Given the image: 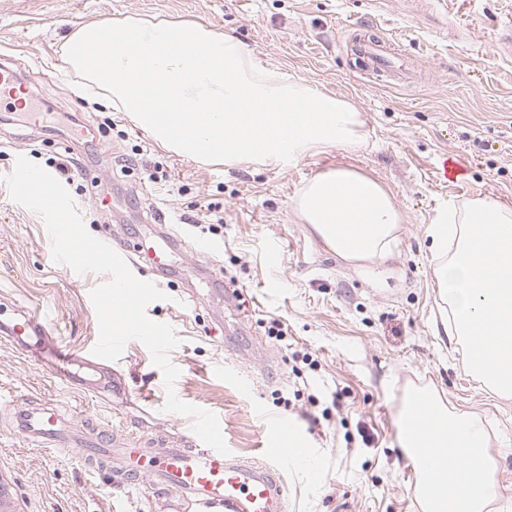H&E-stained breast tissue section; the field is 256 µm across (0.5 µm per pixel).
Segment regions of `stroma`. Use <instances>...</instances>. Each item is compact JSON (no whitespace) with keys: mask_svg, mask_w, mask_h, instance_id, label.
Segmentation results:
<instances>
[{"mask_svg":"<svg viewBox=\"0 0 512 512\" xmlns=\"http://www.w3.org/2000/svg\"><path fill=\"white\" fill-rule=\"evenodd\" d=\"M131 14L207 23L265 65L350 100L365 119L363 144L290 167L231 169L173 153L88 97L62 57L77 28ZM360 17L403 39L429 81L396 88L356 70L340 41ZM511 29L512 0H0V56L12 58L45 107L77 113L98 131L88 146L31 121L0 123V291L38 306L71 344L94 345L89 294L106 275L55 263L41 217L16 204L7 183L17 156L50 171L71 153L82 184L72 197L87 230L132 244L125 259L133 274L167 295L146 313L182 340L170 355L181 371L177 396L218 416L230 450L257 453L278 418L292 420L307 441L309 464L283 470L291 512H422L399 409L409 390L424 386L484 421L501 488L492 512H512V397L469 374L462 349L444 335L426 235L445 203L512 204ZM136 147L144 153L127 171L102 160ZM336 166L378 180L404 215L384 263L346 262L295 214L299 187ZM156 170L166 183L149 181ZM100 193L110 215L96 210ZM158 210L181 244L170 256L175 278L157 275L147 250ZM217 215L220 239L206 232ZM217 278L238 289L235 300L211 293ZM275 319L288 327L284 340L267 335ZM96 370L121 378L124 391L61 388L0 343V396L85 407L121 433H190L189 417L164 412L163 375L143 344L129 342ZM0 476L16 512H152L147 491L107 488L75 460L6 430Z\"/></svg>","mask_w":512,"mask_h":512,"instance_id":"obj_1","label":"stroma"}]
</instances>
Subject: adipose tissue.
<instances>
[{"label":"adipose tissue","mask_w":512,"mask_h":512,"mask_svg":"<svg viewBox=\"0 0 512 512\" xmlns=\"http://www.w3.org/2000/svg\"><path fill=\"white\" fill-rule=\"evenodd\" d=\"M107 30L114 49L99 64L89 51ZM62 53L93 98L189 158L228 168L283 167L364 140V117L354 104L261 65L236 38L203 22L127 15L77 28ZM293 208L351 262L383 261L400 238L403 216L392 194L350 168L313 176ZM428 235L433 277L448 307L445 335L463 348L468 371L498 396L512 397V206L486 197L449 204L438 209ZM420 407L425 432L414 425ZM399 421L400 445L423 476L424 512H485L499 499L489 437L477 416L426 389L407 395ZM432 447L450 449L448 460L436 461Z\"/></svg>","instance_id":"obj_1"}]
</instances>
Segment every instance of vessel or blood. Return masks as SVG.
Wrapping results in <instances>:
<instances>
[{
    "label": "vessel or blood",
    "instance_id": "1",
    "mask_svg": "<svg viewBox=\"0 0 512 512\" xmlns=\"http://www.w3.org/2000/svg\"><path fill=\"white\" fill-rule=\"evenodd\" d=\"M371 29L365 19L345 27L355 67L373 77H389L395 86L413 82L414 64L401 42L373 35ZM0 337L70 386L79 379L69 364L92 357L66 343L36 309L12 299L0 303ZM0 409L11 415L15 435L75 458L87 472L104 477L108 486L153 490L156 512H288L279 467L298 466L307 458L306 443L285 420L273 426L271 447L244 457L221 454L195 436L177 441L161 436L150 442L119 436L94 423L90 414L50 399H13Z\"/></svg>",
    "mask_w": 512,
    "mask_h": 512
}]
</instances>
